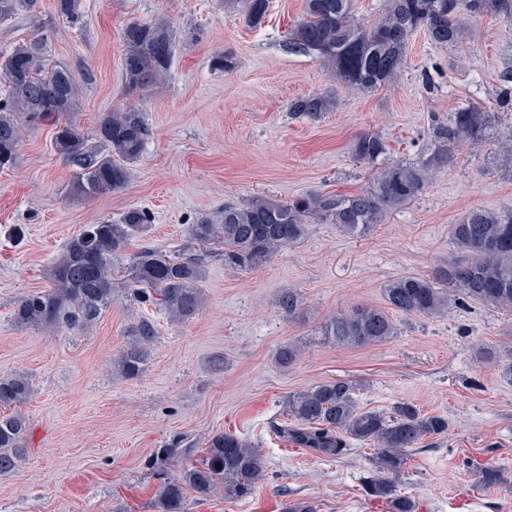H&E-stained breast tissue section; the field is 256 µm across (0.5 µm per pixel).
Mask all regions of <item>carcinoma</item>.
I'll return each instance as SVG.
<instances>
[{
	"instance_id": "cac0c4a2",
	"label": "carcinoma",
	"mask_w": 512,
	"mask_h": 512,
	"mask_svg": "<svg viewBox=\"0 0 512 512\" xmlns=\"http://www.w3.org/2000/svg\"><path fill=\"white\" fill-rule=\"evenodd\" d=\"M246 23L260 25L269 0H234ZM354 0H304L303 14L289 30L288 45L315 55L336 81L364 92L393 84L403 71L410 37L422 31L436 47L458 50L471 33L463 13L493 12L512 22V0H384L380 18L365 25L356 19ZM59 12L73 20L82 17V0H58ZM126 52L123 79L127 95L161 80L171 65L175 33L165 20L131 21L123 32ZM43 39L15 46L0 54V82L7 96L0 100V169L13 166L22 138L18 115L31 121L50 120L74 109L77 87L62 68H48L42 58ZM500 108L512 112V75L498 93ZM336 108L328 95L298 97L288 106L296 119L317 120ZM496 113L477 103L462 105L448 121L430 131L433 148L416 161L393 160L387 140L379 133L357 136L351 156L371 167L367 187L350 194H306L283 201L262 196L227 204L219 215L199 219L189 235L202 251L184 257L142 244L126 255L135 239H142L152 223L148 211L133 207L116 221L86 224L55 260L53 286L29 294L16 305L14 322L20 326L74 329L95 321L112 306L116 283L112 271L126 265L128 293L142 304L163 307L172 320L192 319L202 305L200 282L210 258L211 243H224V265L256 271L282 248L303 240L313 224H334L347 235L369 233L388 215L409 205L426 190L434 174L444 168L461 145L478 147L492 138ZM99 135L107 152L88 148L84 136L71 124L57 126L58 150L80 167L76 188L87 196L118 191L131 178V165L142 155L149 130L141 112L122 108L101 118ZM498 163L512 171V128L499 141ZM450 235L459 257L440 267L436 277L405 275L383 288L388 309L356 306L328 317L321 325L324 340L339 347H363L384 342L397 333L389 315L431 316L441 313L450 293L512 311V208L470 210ZM447 286L443 290L437 283ZM301 294L290 288L280 297V308L293 315ZM158 336L155 323L142 318L129 326L128 341L114 362L116 376L129 380L144 371L151 345ZM355 387L345 380L320 382L288 395L286 415L293 426L278 429L282 437L315 452L337 456L356 440L373 447L375 473L367 493L387 501L390 512H414L399 490V478L408 454L422 441L448 434V418L423 413L411 402H401L389 413L360 408ZM31 395L23 375L0 377V475L14 470L25 449L28 420L16 408ZM265 479L257 446L230 432L212 435L204 455L178 477L164 481L155 492L160 512H184L185 490L207 496L220 489L229 500L246 498Z\"/></svg>"
}]
</instances>
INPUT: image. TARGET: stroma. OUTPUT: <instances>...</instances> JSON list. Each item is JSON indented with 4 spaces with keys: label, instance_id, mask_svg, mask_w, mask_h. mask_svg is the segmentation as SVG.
Returning a JSON list of instances; mask_svg holds the SVG:
<instances>
[{
    "label": "stroma",
    "instance_id": "stroma-1",
    "mask_svg": "<svg viewBox=\"0 0 512 512\" xmlns=\"http://www.w3.org/2000/svg\"><path fill=\"white\" fill-rule=\"evenodd\" d=\"M302 8L303 0H270L263 23L251 27L224 0H83L74 22L57 0H34L0 20V53L42 37L48 66L70 73L77 105L60 120L89 147L101 148L99 121L118 108L143 112L150 129L126 188L86 197L73 189L78 168L56 149L53 123L18 117L17 162L0 169V376L23 374L33 392L20 407L27 452L0 475V512H157L162 479L195 463L222 431L259 446L268 480L241 500L187 491L185 512H282L294 500L315 502L317 512H389L365 491L369 446L352 441L341 456H322L274 430L289 393L339 379L352 381L360 407L387 412L408 401L447 417V434L408 457L400 488L415 512H512V383L499 374L512 312L468 301L434 317L396 313L397 336L359 348L320 334L337 312L383 306L389 281L433 275L455 254L451 225L470 210L512 207V173L496 163V142L460 148L421 197L368 235L316 224L253 272L211 257L204 305L188 322L122 295L79 331L13 321L22 297L51 287L56 257L83 225L142 208L152 217L147 242L188 256L197 251L190 224L225 203L366 187L371 170L349 153L358 134H382L392 158L412 160L426 154L431 124L458 106L475 100L496 111L512 70V23L500 16L466 18L473 38L460 51L414 33L396 83L360 92L337 84L315 56L289 49ZM156 18L176 34L171 66L160 83L126 96L123 30ZM225 55L232 69L218 65ZM316 94L335 96L336 110L315 121L289 115L291 100ZM288 288L303 297L292 317L278 304ZM143 317L157 339L143 374L119 379L113 360ZM289 345L299 355L284 365L278 354ZM168 447L183 451L175 467H154ZM489 465L503 483L479 484V467Z\"/></svg>",
    "mask_w": 512,
    "mask_h": 512
}]
</instances>
